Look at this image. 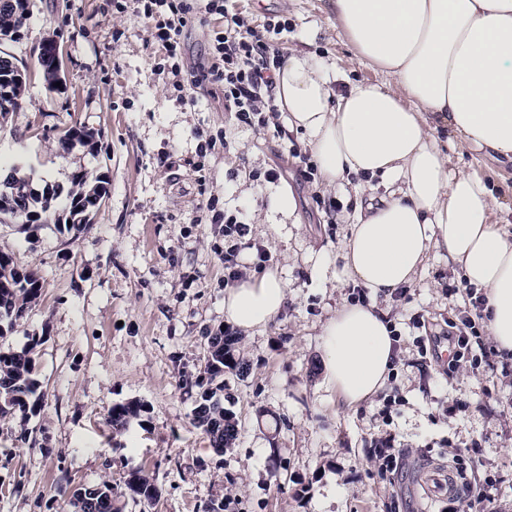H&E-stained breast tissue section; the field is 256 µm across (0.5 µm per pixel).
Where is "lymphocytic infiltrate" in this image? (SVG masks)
<instances>
[{"mask_svg":"<svg viewBox=\"0 0 512 512\" xmlns=\"http://www.w3.org/2000/svg\"><path fill=\"white\" fill-rule=\"evenodd\" d=\"M112 6L120 14L134 8L150 25L153 42L163 53L157 68L171 74V85L184 105L195 107L193 88L207 84L223 92L224 104L238 127L285 137L275 89L280 47L289 32L287 21L270 17L253 24L233 0H113ZM201 13L220 16L222 26L211 36L206 63L191 66L184 62L181 37ZM217 204L215 197H208L201 210L223 227L224 282L229 285L244 276L239 257L250 246L248 223L241 209L221 210Z\"/></svg>","mask_w":512,"mask_h":512,"instance_id":"lymphocytic-infiltrate-1","label":"lymphocytic infiltrate"}]
</instances>
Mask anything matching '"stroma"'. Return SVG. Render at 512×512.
<instances>
[{"mask_svg": "<svg viewBox=\"0 0 512 512\" xmlns=\"http://www.w3.org/2000/svg\"><path fill=\"white\" fill-rule=\"evenodd\" d=\"M254 23L273 14L292 26L282 45L335 62L349 83L388 78L360 58L336 20L331 0H238ZM123 32L113 40V29ZM63 51L60 85H48L37 57L43 40ZM0 51L26 68L17 110L0 115V163L17 167L35 188H70L80 171L107 193L86 230L65 231L54 217L25 224L0 218V253L34 271L36 305L0 333V351L32 348L40 382L36 414L0 417V512H75L69 484L122 487L129 471L152 476L157 503L124 499V512H203L232 499L233 512H446L444 495H428L429 475L451 466L452 451L472 449L473 482L496 480L493 512H512V356L492 357L455 373L423 362L420 338L471 309L460 271L429 253L407 300L378 299L400 333L394 369L374 397L348 409L324 383L320 333L348 301L341 248L365 197L304 182L288 141L235 128L221 92L195 88L183 106L155 67L151 30L135 13L116 14L112 0H30L27 19ZM72 127L88 143L64 148ZM225 131L231 153L206 157V187L191 162L196 130ZM437 137L458 168L483 176L505 206L493 223L512 227V163ZM281 170L279 180L252 172ZM291 191L293 217L272 209ZM246 210L248 274L273 269L286 281L288 304L265 328L236 329L243 374H225L224 406L239 421L234 448L216 454L191 422L194 395L181 375L198 368L202 334L227 325L224 239L200 224L201 191ZM334 198L325 212L313 195ZM423 326L415 329L412 318ZM469 402L458 412L456 400ZM137 400L140 415L125 430L108 421L113 404ZM394 437L405 454L393 484L372 471L375 440Z\"/></svg>", "mask_w": 512, "mask_h": 512, "instance_id": "35a3bbf8", "label": "stroma"}]
</instances>
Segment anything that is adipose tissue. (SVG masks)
Listing matches in <instances>:
<instances>
[{"mask_svg": "<svg viewBox=\"0 0 512 512\" xmlns=\"http://www.w3.org/2000/svg\"><path fill=\"white\" fill-rule=\"evenodd\" d=\"M350 44L388 85L336 93L335 64L288 53L276 97L303 131L329 185L366 177L398 184L360 215L342 247L344 273L367 288L321 332L325 382L352 408L385 385L397 356L375 300L410 284L428 252L447 256L483 292L495 349L512 354V235L493 224L501 203L485 180L456 170L435 123L485 154L512 161V0H333ZM275 271L226 289L224 313L239 328L267 326L284 309Z\"/></svg>", "mask_w": 512, "mask_h": 512, "instance_id": "ef3b65f1", "label": "adipose tissue"}]
</instances>
